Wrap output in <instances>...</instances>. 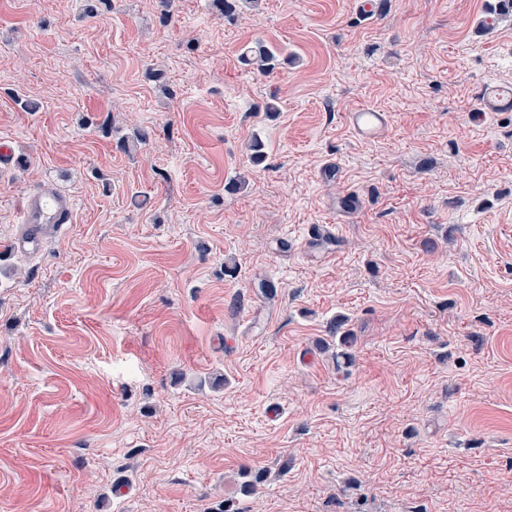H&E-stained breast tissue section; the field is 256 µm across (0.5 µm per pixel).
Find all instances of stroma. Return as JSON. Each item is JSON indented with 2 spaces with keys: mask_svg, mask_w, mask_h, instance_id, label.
Wrapping results in <instances>:
<instances>
[{
  "mask_svg": "<svg viewBox=\"0 0 512 512\" xmlns=\"http://www.w3.org/2000/svg\"><path fill=\"white\" fill-rule=\"evenodd\" d=\"M358 5L0 0V512H512V13ZM481 111L512 112V86L488 82L479 91ZM389 115L370 107H360L348 115V124L360 138L374 139L388 123ZM74 209L72 198L53 189L28 191L18 211L21 233L11 239L10 249L26 256L37 254L47 240L73 222Z\"/></svg>",
  "mask_w": 512,
  "mask_h": 512,
  "instance_id": "35a3bbf8",
  "label": "stroma"
}]
</instances>
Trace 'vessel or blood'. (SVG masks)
I'll return each mask as SVG.
<instances>
[{
    "mask_svg": "<svg viewBox=\"0 0 512 512\" xmlns=\"http://www.w3.org/2000/svg\"><path fill=\"white\" fill-rule=\"evenodd\" d=\"M479 101L485 112H512V86L489 82L479 91ZM388 113L362 107L349 113L348 124L360 138H376L388 123ZM75 203L55 190L44 188L28 191L18 211L20 234L11 239L12 251L31 256L37 254L43 244L57 237L65 226L73 221Z\"/></svg>",
    "mask_w": 512,
    "mask_h": 512,
    "instance_id": "obj_1",
    "label": "vessel or blood"
}]
</instances>
